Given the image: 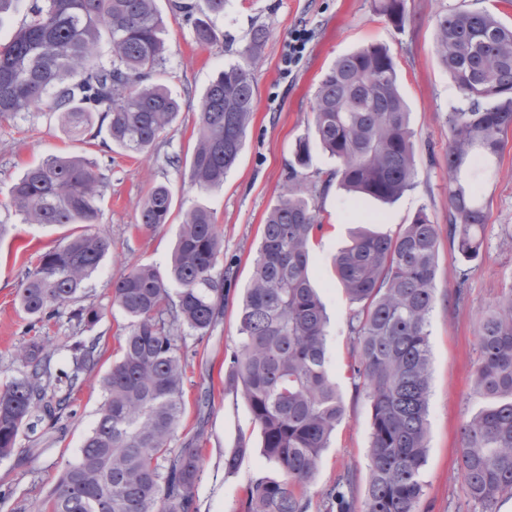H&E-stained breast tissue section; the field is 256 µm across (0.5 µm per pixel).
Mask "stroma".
<instances>
[{
    "label": "stroma",
    "mask_w": 512,
    "mask_h": 512,
    "mask_svg": "<svg viewBox=\"0 0 512 512\" xmlns=\"http://www.w3.org/2000/svg\"><path fill=\"white\" fill-rule=\"evenodd\" d=\"M495 8L512 26V0H406L404 28H394L374 10L373 0H227L210 21L217 39L202 46L192 26L172 12L169 0H158L165 22V58L160 77L181 104L173 126L149 154L108 148L107 134L79 140L56 118L23 112L0 119V387L18 377L16 349L40 337L53 351L52 370L68 369L71 353L64 339L77 330L67 315L30 325L17 304L25 273L36 256L57 245L64 227L27 224L11 206V189L24 171L48 155H80L95 161L104 176L99 231L112 240V252L86 284L83 305L100 309L91 336L99 360L72 397L56 426L41 424L22 432L15 451L0 458V512H36L55 489L65 468L77 460L103 403L101 381L118 357L128 319L112 305V283L135 264L166 269L171 260L182 213L201 203L211 209L224 232V263L232 268L224 312L210 336L186 339V415L178 442L203 428V467L194 489L196 512H242L246 485L258 476L281 478L278 466L261 448L260 432L243 401L224 392L226 360L239 344L237 308L252 274L261 227L288 182L298 138L313 133V105L322 75L339 56L378 44L389 48L397 63L400 91L415 131V187L383 204L355 200L339 186L319 195L324 229L312 251L313 277L331 321L327 335L328 369L342 396L344 416L320 467L308 485L309 512H324L321 493L339 474L350 472L353 491L364 498L368 475L372 410L365 392L356 390L355 364L348 319L353 306L336 279L333 259L367 215L382 218L380 232L395 234L418 210H426L440 230L448 228V113L460 95L434 50L438 14L456 9ZM269 36L257 58L244 49L253 29ZM311 37L292 70L283 61L288 41L298 28ZM232 64L247 68L256 88L255 110L246 145L221 188L201 193L188 179L185 158L192 152L199 100L219 71ZM173 192L175 206L168 224L151 231L139 222L140 207L157 184ZM489 202L481 257L470 263L465 301L456 304L454 271L460 261L448 242H440L436 303L429 319L430 388L427 458L423 494L416 512H479L461 489L458 472L460 425L478 400L473 393L479 361L477 327L481 316L512 289V130L504 149L481 179ZM246 438L249 451L235 472L224 469V455Z\"/></svg>",
    "instance_id": "1"
}]
</instances>
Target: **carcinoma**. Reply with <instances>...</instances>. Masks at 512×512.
Listing matches in <instances>:
<instances>
[{"label":"carcinoma","instance_id":"1","mask_svg":"<svg viewBox=\"0 0 512 512\" xmlns=\"http://www.w3.org/2000/svg\"><path fill=\"white\" fill-rule=\"evenodd\" d=\"M173 9L192 23L196 43L216 40L212 26L196 17L194 0H176ZM375 11L396 28L405 24V0H375ZM163 26L157 0H30L22 24L0 45V118L43 112L74 136L96 138L105 127L116 147L150 151L181 110L152 81L165 53ZM435 51L466 102L448 112V243L473 261L488 217L479 178L512 128V26L486 8L449 11L437 16ZM255 96L250 74L236 65L206 88L189 160L197 190L224 185L244 148ZM313 114L320 146L339 165L319 184L308 180L309 138L296 141L288 186L263 224L238 308L239 345L224 378V392L245 401L263 454L283 473L280 480H251L244 512H309L306 487L343 415L327 370L330 317L311 273L312 245L323 230L318 190L336 182L358 198L390 203L414 187L415 132L386 47L338 57L320 80ZM102 196L96 162L51 155L25 171L11 200L27 224L69 226L100 223ZM173 207L171 189L153 186L140 224L154 230L168 223ZM439 237L421 208L394 235L356 229L334 257L336 278L357 305L348 322L353 377L370 399L372 433L364 500L344 473L324 493L325 512H416L427 454L428 322ZM111 249L106 234L73 229L38 255L18 293L32 324L67 309L69 321L91 330L101 311L79 301ZM223 256L213 212L197 204L184 213L166 272L139 264L113 282L112 305L129 330L103 379L99 416L77 462L61 474L50 512H195L204 430L172 447L186 413L182 348L184 332L206 337L224 309L230 268L220 267ZM477 334L481 404L460 426L458 467L466 496L481 512H497L501 497L512 493V290L482 317ZM70 349L73 369L59 375L42 342L17 350L22 375L0 389L1 458L23 431L59 420L97 364L95 340ZM248 451L240 438L224 455V469L235 470Z\"/></svg>","mask_w":512,"mask_h":512}]
</instances>
